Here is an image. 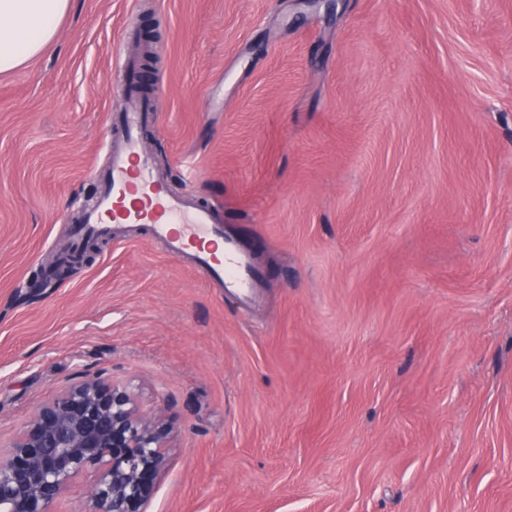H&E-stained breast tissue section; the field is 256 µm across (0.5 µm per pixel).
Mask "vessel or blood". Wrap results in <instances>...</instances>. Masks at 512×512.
I'll list each match as a JSON object with an SVG mask.
<instances>
[{
  "mask_svg": "<svg viewBox=\"0 0 512 512\" xmlns=\"http://www.w3.org/2000/svg\"><path fill=\"white\" fill-rule=\"evenodd\" d=\"M114 71L118 79L112 90L123 134L110 141L109 164L95 175L97 194L73 228L78 244L113 238L128 225L146 226L170 257L188 263L224 294L252 298L262 273L237 240L225 234L223 213L191 196L173 194L167 177L149 162L140 130L157 121L163 92L146 102L137 96L130 58L119 57Z\"/></svg>",
  "mask_w": 512,
  "mask_h": 512,
  "instance_id": "vessel-or-blood-1",
  "label": "vessel or blood"
}]
</instances>
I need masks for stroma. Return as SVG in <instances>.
<instances>
[{"mask_svg": "<svg viewBox=\"0 0 512 512\" xmlns=\"http://www.w3.org/2000/svg\"><path fill=\"white\" fill-rule=\"evenodd\" d=\"M123 53L255 304L143 226L56 277ZM93 374L174 426L147 512H512V0H73L0 74V452Z\"/></svg>", "mask_w": 512, "mask_h": 512, "instance_id": "35a3bbf8", "label": "stroma"}]
</instances>
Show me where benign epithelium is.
Listing matches in <instances>:
<instances>
[{
    "label": "benign epithelium",
    "mask_w": 512,
    "mask_h": 512,
    "mask_svg": "<svg viewBox=\"0 0 512 512\" xmlns=\"http://www.w3.org/2000/svg\"><path fill=\"white\" fill-rule=\"evenodd\" d=\"M73 251L63 273L87 261ZM169 424L140 413L124 387L96 374L40 405L0 456V512H54L72 483L91 474L87 512H145L166 464Z\"/></svg>",
    "instance_id": "obj_1"
}]
</instances>
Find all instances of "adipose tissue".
Returning a JSON list of instances; mask_svg holds the SVG:
<instances>
[{
  "mask_svg": "<svg viewBox=\"0 0 512 512\" xmlns=\"http://www.w3.org/2000/svg\"><path fill=\"white\" fill-rule=\"evenodd\" d=\"M71 0H0V73L25 66L54 40Z\"/></svg>",
  "mask_w": 512,
  "mask_h": 512,
  "instance_id": "adipose-tissue-1",
  "label": "adipose tissue"
}]
</instances>
